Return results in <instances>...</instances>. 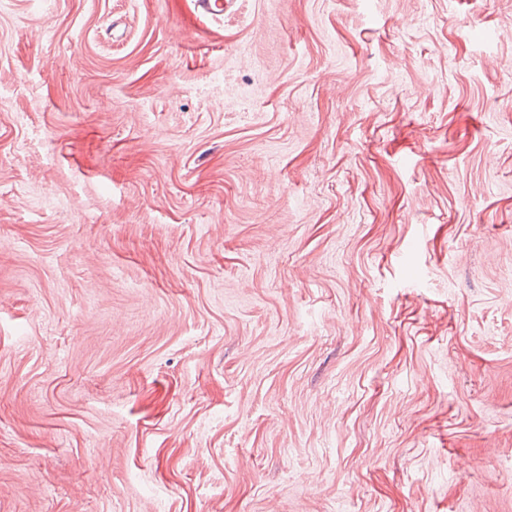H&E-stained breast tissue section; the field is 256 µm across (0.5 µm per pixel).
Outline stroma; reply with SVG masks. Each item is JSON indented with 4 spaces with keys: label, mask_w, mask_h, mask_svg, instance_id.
I'll use <instances>...</instances> for the list:
<instances>
[{
    "label": "stroma",
    "mask_w": 512,
    "mask_h": 512,
    "mask_svg": "<svg viewBox=\"0 0 512 512\" xmlns=\"http://www.w3.org/2000/svg\"><path fill=\"white\" fill-rule=\"evenodd\" d=\"M512 0H0V512H512Z\"/></svg>",
    "instance_id": "stroma-1"
}]
</instances>
